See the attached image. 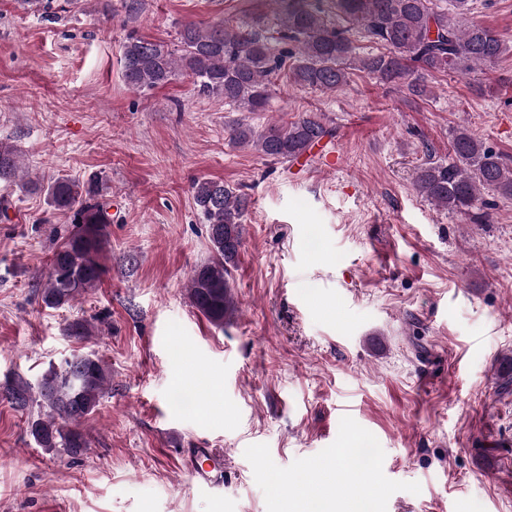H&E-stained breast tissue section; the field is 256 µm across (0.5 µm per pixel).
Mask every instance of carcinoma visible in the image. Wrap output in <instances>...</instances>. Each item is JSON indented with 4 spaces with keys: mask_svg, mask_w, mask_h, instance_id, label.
Wrapping results in <instances>:
<instances>
[{
    "mask_svg": "<svg viewBox=\"0 0 512 512\" xmlns=\"http://www.w3.org/2000/svg\"><path fill=\"white\" fill-rule=\"evenodd\" d=\"M275 20L284 41L296 50L275 51L268 37L246 23H184L177 44L167 45L131 35L123 45L125 83L151 90L186 72L197 92L224 98L240 112H263L274 77L286 72L300 89L336 93L356 68L380 83L399 82L417 96L427 93L430 72L468 75L485 71L509 47L492 28L468 19L474 0H449L441 9L433 0H276ZM363 31L386 51L361 55L349 36ZM230 141L252 146L261 155L294 160L306 154L333 130L316 112L294 121L269 122L257 128L245 120L229 126ZM21 156L15 146L0 142V181L15 182ZM413 186L438 209L464 219L475 211L489 218L495 199H512V166L503 156L465 128L452 137L448 160L428 159L417 167ZM21 187L44 193L48 206L70 214L75 229L53 251L39 295L49 308L68 305L94 290L106 273L104 248L112 218L101 201L96 178L80 181L58 177L46 186L28 180ZM202 222L207 224L212 256L196 267L188 282L192 306L216 327L234 317L237 302L231 270L244 245V223L250 198L224 182L199 179L192 186ZM111 384L109 371L94 352L74 355L42 376L37 387L7 379L0 397L25 410L34 400L46 417L28 424L41 448L82 455L89 441L79 429Z\"/></svg>",
    "mask_w": 512,
    "mask_h": 512,
    "instance_id": "obj_1",
    "label": "carcinoma"
}]
</instances>
